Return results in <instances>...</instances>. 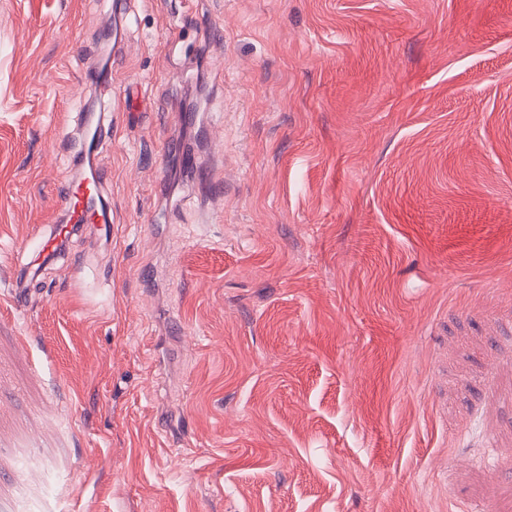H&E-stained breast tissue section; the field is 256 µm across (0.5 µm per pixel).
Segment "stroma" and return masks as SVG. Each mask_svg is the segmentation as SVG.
<instances>
[{"label": "stroma", "mask_w": 512, "mask_h": 512, "mask_svg": "<svg viewBox=\"0 0 512 512\" xmlns=\"http://www.w3.org/2000/svg\"><path fill=\"white\" fill-rule=\"evenodd\" d=\"M80 98L107 219L41 264ZM27 463L59 512H512V0H0V512Z\"/></svg>", "instance_id": "obj_1"}]
</instances>
